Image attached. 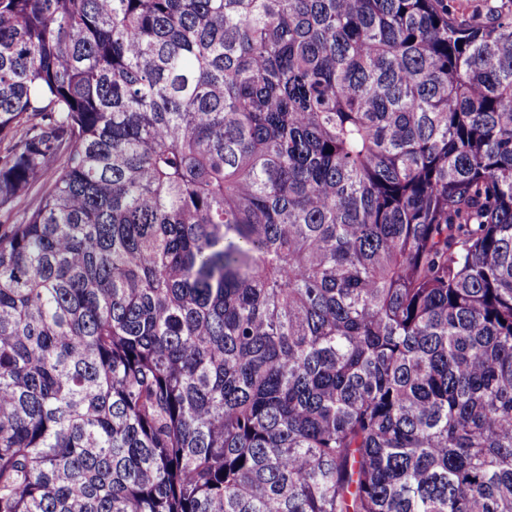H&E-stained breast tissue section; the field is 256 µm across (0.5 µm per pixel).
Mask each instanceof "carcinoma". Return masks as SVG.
Segmentation results:
<instances>
[{
	"label": "carcinoma",
	"instance_id": "cac0c4a2",
	"mask_svg": "<svg viewBox=\"0 0 512 512\" xmlns=\"http://www.w3.org/2000/svg\"><path fill=\"white\" fill-rule=\"evenodd\" d=\"M34 189L0 512H512V9L0 0Z\"/></svg>",
	"mask_w": 512,
	"mask_h": 512
}]
</instances>
